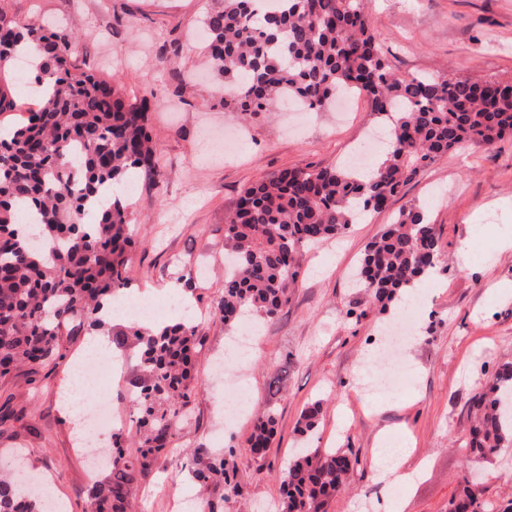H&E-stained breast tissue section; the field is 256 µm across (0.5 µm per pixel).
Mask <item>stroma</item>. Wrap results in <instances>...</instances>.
I'll return each instance as SVG.
<instances>
[{"label": "stroma", "mask_w": 512, "mask_h": 512, "mask_svg": "<svg viewBox=\"0 0 512 512\" xmlns=\"http://www.w3.org/2000/svg\"><path fill=\"white\" fill-rule=\"evenodd\" d=\"M220 6V0H0L7 19L77 31L80 67L119 79L126 101L145 97L151 104L161 172L153 182L130 176L131 219L141 241L129 261L131 295L161 303L179 286L207 342L195 362L192 420L174 436L175 453L159 458L140 482L136 512H175L181 499L210 512H267L301 445V413L315 402L321 413L313 446L350 448L359 458L325 512H360L366 500L381 512L387 499L399 500L401 512H448L465 473L469 401L499 365L512 362V135L490 148L448 153L386 211L302 249V276L288 309L263 323L246 361L218 368L235 333L210 317L208 306L224 287V224L240 191L282 169L342 165L379 126L361 96L342 113L276 107L243 129L235 155L222 157L224 140L241 127L237 113L224 109L207 54L198 44L172 63L164 54L171 38H191ZM369 7L398 76L512 79V0H369ZM409 205L436 224L441 263L417 287L426 302L413 307L416 338L403 345L410 381L393 392L383 384L389 364L378 354L386 316L352 288L351 273L366 244ZM372 351L374 368L359 379ZM289 355L288 380L269 397L268 375ZM69 382L63 369L27 364L0 378V469L23 468L48 483L67 512H90L87 488L97 476L88 469L83 433L72 430L60 407ZM228 385L248 393L252 414L275 410L279 432L264 457L244 446L252 414L225 421ZM397 446L408 449L416 478L395 491L380 481L372 461L379 449ZM197 448L225 453L234 463L233 490L194 480L190 456ZM477 469L479 496L512 512V448Z\"/></svg>", "instance_id": "35a3bbf8"}]
</instances>
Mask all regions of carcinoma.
I'll return each instance as SVG.
<instances>
[{"instance_id":"carcinoma-1","label":"carcinoma","mask_w":512,"mask_h":512,"mask_svg":"<svg viewBox=\"0 0 512 512\" xmlns=\"http://www.w3.org/2000/svg\"><path fill=\"white\" fill-rule=\"evenodd\" d=\"M207 50L215 76L238 94L224 107L248 122L274 103L294 97L327 111L338 95L359 91L380 119L399 115L389 129L384 160L369 174L306 164L281 170L245 187L224 225V251L233 265L210 315L228 327L249 310L276 320L292 300L301 275V248L340 235L362 213H379L427 166L452 150L493 146L512 134V80L398 77L374 36L367 0H224L205 17ZM35 43L43 64L32 67L43 90L39 107L13 121L0 139V376L21 363L60 365L62 336L90 334L104 323L102 307L131 285L127 254L137 244L129 205L112 195L105 209L91 204L132 170L147 179L160 168L148 131L150 100H122L119 82L75 64L78 38L64 27L48 33L35 23L0 17V116L17 109L10 76ZM32 207L41 233L19 237L21 208ZM94 220H86L88 215ZM439 237L424 211L409 206L373 241L361 261V288L386 312L423 277L436 271ZM199 326L163 323L145 330L133 322L112 333L118 349H133L135 452L124 432L112 433V470L88 490L95 512H127L135 484L161 455L173 450L175 431L192 418V358L203 346ZM288 365L268 377L278 394ZM512 363L500 365L472 397L474 425L466 462L512 447ZM320 405L302 412L299 432L311 437ZM274 413L259 416L245 442L260 457L274 442ZM359 460L303 448L282 480L281 512H323ZM192 472L203 485L231 488L223 454L199 448ZM463 476L451 512H495ZM39 500L0 473V512H42Z\"/></svg>"}]
</instances>
